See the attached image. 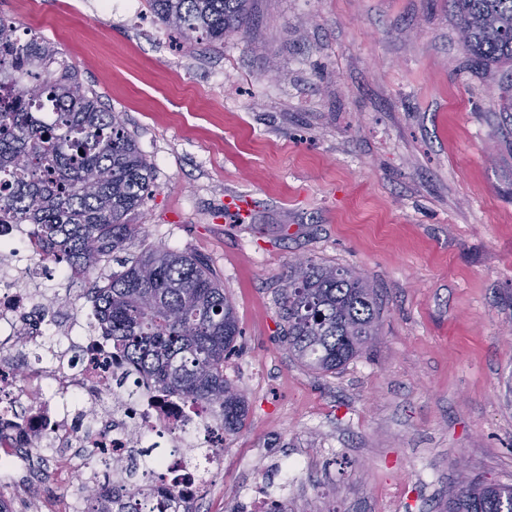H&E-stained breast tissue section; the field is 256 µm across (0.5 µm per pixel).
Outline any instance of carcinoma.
Instances as JSON below:
<instances>
[{
  "mask_svg": "<svg viewBox=\"0 0 512 512\" xmlns=\"http://www.w3.org/2000/svg\"><path fill=\"white\" fill-rule=\"evenodd\" d=\"M471 68L512 63V0H451ZM165 27L211 43L244 30L250 0H148ZM153 171L118 113L82 89L49 42L22 38L0 17V225L32 224L42 247L75 277L124 251L142 230L128 223ZM90 291L96 328L115 351L165 391L223 415L224 435L244 427L248 406L224 377L242 336L235 308L201 257L147 248L120 261ZM282 342L327 376L377 344L379 295L353 270L292 263L280 293ZM441 512H512V487L473 477L448 489Z\"/></svg>",
  "mask_w": 512,
  "mask_h": 512,
  "instance_id": "obj_1",
  "label": "carcinoma"
}]
</instances>
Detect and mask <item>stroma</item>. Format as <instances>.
<instances>
[{
  "instance_id": "stroma-1",
  "label": "stroma",
  "mask_w": 512,
  "mask_h": 512,
  "mask_svg": "<svg viewBox=\"0 0 512 512\" xmlns=\"http://www.w3.org/2000/svg\"><path fill=\"white\" fill-rule=\"evenodd\" d=\"M186 43L147 0H0L119 113L154 183L128 256H205L232 301L248 417L191 512L258 481L293 512H433L458 469L512 484V68L467 61L450 0H252ZM232 194L251 196L240 218ZM379 290V342L331 376L281 341L295 257ZM297 459L282 477L271 460ZM45 496L87 492L55 451Z\"/></svg>"
}]
</instances>
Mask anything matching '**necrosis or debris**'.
Listing matches in <instances>:
<instances>
[{
    "mask_svg": "<svg viewBox=\"0 0 512 512\" xmlns=\"http://www.w3.org/2000/svg\"><path fill=\"white\" fill-rule=\"evenodd\" d=\"M30 224L0 226V480L26 471L48 448H65L85 484H99L96 461L109 463V486L136 498L198 501L207 474L224 466V433L214 410L184 403L116 356L110 337L88 323L84 296L67 293L65 319L40 317L34 280L71 272L36 249Z\"/></svg>",
    "mask_w": 512,
    "mask_h": 512,
    "instance_id": "necrosis-or-debris-1",
    "label": "necrosis or debris"
}]
</instances>
